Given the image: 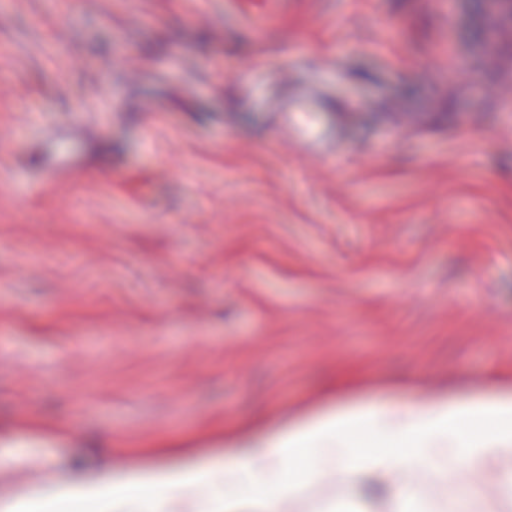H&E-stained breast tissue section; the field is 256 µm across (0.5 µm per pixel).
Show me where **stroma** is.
Segmentation results:
<instances>
[{
	"label": "stroma",
	"mask_w": 512,
	"mask_h": 512,
	"mask_svg": "<svg viewBox=\"0 0 512 512\" xmlns=\"http://www.w3.org/2000/svg\"><path fill=\"white\" fill-rule=\"evenodd\" d=\"M496 8L288 0L255 32L232 0H0V512L512 388ZM305 86L318 111H273ZM347 494L298 484L294 512Z\"/></svg>",
	"instance_id": "35a3bbf8"
}]
</instances>
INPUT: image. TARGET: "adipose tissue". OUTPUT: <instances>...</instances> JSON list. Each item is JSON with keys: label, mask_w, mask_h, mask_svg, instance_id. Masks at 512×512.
I'll use <instances>...</instances> for the list:
<instances>
[{"label": "adipose tissue", "mask_w": 512, "mask_h": 512, "mask_svg": "<svg viewBox=\"0 0 512 512\" xmlns=\"http://www.w3.org/2000/svg\"><path fill=\"white\" fill-rule=\"evenodd\" d=\"M464 420L484 425L485 433L461 437L456 428ZM361 431L372 433L375 449L356 448L351 435ZM329 468L376 483L395 500L398 512H427L424 479L444 480L458 512H470L469 497L454 479L462 469L490 470L503 492H512V391L437 396L396 407L338 408L232 455L131 472L75 486L73 492L99 501L102 512H110L116 502L125 512H165L170 499L220 474L226 482L223 495L197 512H244L248 506L256 512H288L296 479L316 484Z\"/></svg>", "instance_id": "adipose-tissue-1"}]
</instances>
